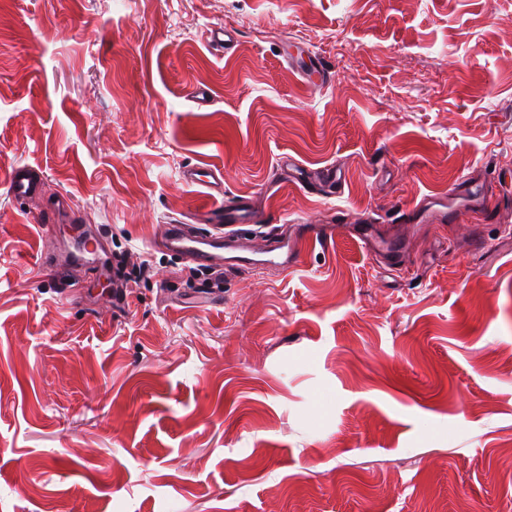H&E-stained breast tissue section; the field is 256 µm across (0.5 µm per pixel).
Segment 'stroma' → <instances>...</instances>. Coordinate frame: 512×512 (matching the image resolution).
I'll return each instance as SVG.
<instances>
[{"label":"stroma","instance_id":"stroma-1","mask_svg":"<svg viewBox=\"0 0 512 512\" xmlns=\"http://www.w3.org/2000/svg\"><path fill=\"white\" fill-rule=\"evenodd\" d=\"M284 155L345 181L314 196ZM16 162L46 178L0 182V512H512V0H0ZM189 166L253 199L250 235L367 221L409 255L331 236L211 298L153 246L204 202ZM466 177L491 214L408 221ZM64 196L79 222L47 232ZM82 223L125 307L45 262ZM43 171L27 164H16L4 175L10 194L18 200L36 196L42 185Z\"/></svg>","mask_w":512,"mask_h":512}]
</instances>
